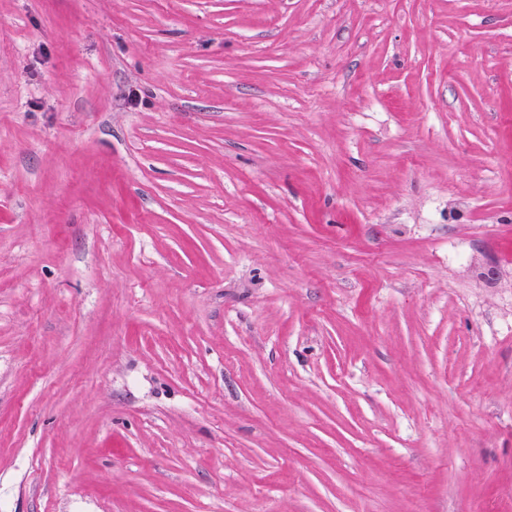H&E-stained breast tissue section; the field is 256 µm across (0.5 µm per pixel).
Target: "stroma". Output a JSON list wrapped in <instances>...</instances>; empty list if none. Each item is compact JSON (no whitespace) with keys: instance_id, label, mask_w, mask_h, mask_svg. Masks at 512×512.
Masks as SVG:
<instances>
[{"instance_id":"obj_1","label":"stroma","mask_w":512,"mask_h":512,"mask_svg":"<svg viewBox=\"0 0 512 512\" xmlns=\"http://www.w3.org/2000/svg\"><path fill=\"white\" fill-rule=\"evenodd\" d=\"M0 512H512V0H0Z\"/></svg>"}]
</instances>
